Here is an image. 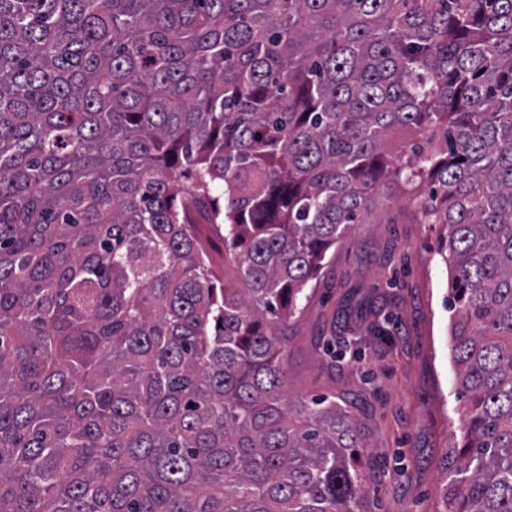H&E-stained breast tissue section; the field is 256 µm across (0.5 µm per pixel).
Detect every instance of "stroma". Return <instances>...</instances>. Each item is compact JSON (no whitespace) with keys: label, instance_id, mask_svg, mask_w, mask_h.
Returning <instances> with one entry per match:
<instances>
[{"label":"stroma","instance_id":"1","mask_svg":"<svg viewBox=\"0 0 512 512\" xmlns=\"http://www.w3.org/2000/svg\"><path fill=\"white\" fill-rule=\"evenodd\" d=\"M441 236V225L417 222L411 201L381 190L378 223L338 240L288 323L289 394L335 396L357 423L360 512L446 508L467 403L452 393Z\"/></svg>","mask_w":512,"mask_h":512}]
</instances>
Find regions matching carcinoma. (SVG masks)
I'll return each instance as SVG.
<instances>
[{"label":"carcinoma","instance_id":"carcinoma-1","mask_svg":"<svg viewBox=\"0 0 512 512\" xmlns=\"http://www.w3.org/2000/svg\"><path fill=\"white\" fill-rule=\"evenodd\" d=\"M382 186L447 227L448 512H512V0H0V512H357L279 355Z\"/></svg>","mask_w":512,"mask_h":512}]
</instances>
